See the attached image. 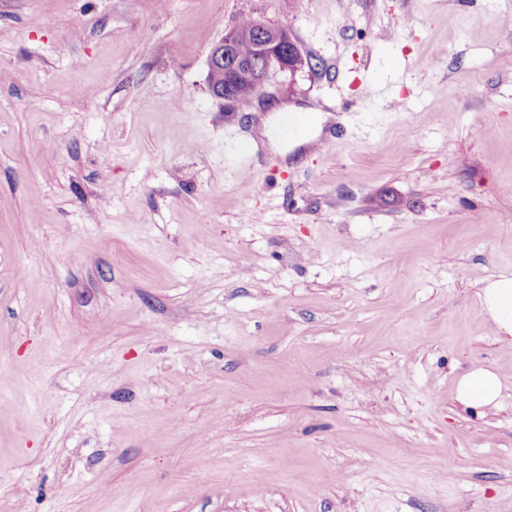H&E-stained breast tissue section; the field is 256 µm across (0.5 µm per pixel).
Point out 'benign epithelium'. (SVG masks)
I'll return each mask as SVG.
<instances>
[{
    "label": "benign epithelium",
    "instance_id": "1",
    "mask_svg": "<svg viewBox=\"0 0 512 512\" xmlns=\"http://www.w3.org/2000/svg\"><path fill=\"white\" fill-rule=\"evenodd\" d=\"M236 40V28L231 27L225 31L220 40L209 46L207 55L209 70L213 71L222 67L228 74L224 84L209 85L211 94L228 105L241 99L237 87L242 82L255 81V92L258 93L263 90L270 71L279 70L293 75L307 67L306 56L301 52L285 26L263 22L256 30V40L260 48L265 50L266 59V66L258 79L254 78L251 62L236 55Z\"/></svg>",
    "mask_w": 512,
    "mask_h": 512
}]
</instances>
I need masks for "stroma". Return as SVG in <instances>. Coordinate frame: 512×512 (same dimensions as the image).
Wrapping results in <instances>:
<instances>
[{"label": "stroma", "instance_id": "35a3bbf8", "mask_svg": "<svg viewBox=\"0 0 512 512\" xmlns=\"http://www.w3.org/2000/svg\"><path fill=\"white\" fill-rule=\"evenodd\" d=\"M250 17L312 66L227 106ZM501 274L512 0H0V512H512ZM288 106H283L279 110L276 111L275 114L270 115L269 117H265L261 119V128H260V134L268 139V143L271 148L277 150L281 153L282 156H287L288 151L291 150L290 146L288 144L284 145L282 142L278 139H276L273 136V130L279 126L280 123L283 122V120L288 116ZM297 112H313L315 113L313 116L315 118V123L312 126L311 133L308 137H305L303 139L297 140L293 142L292 146L297 145H306L310 144L311 142L315 141L318 132L321 130L322 124L325 123L329 118V114H325L323 112L314 110V109H306V110H297L292 109L290 113H297ZM315 133V134H314ZM314 134V135H312ZM478 295L482 313L495 335L512 346V276L483 281ZM501 396L500 375L492 369L473 368L458 379L455 399L464 411L484 414L498 404Z\"/></svg>", "mask_w": 512, "mask_h": 512}]
</instances>
